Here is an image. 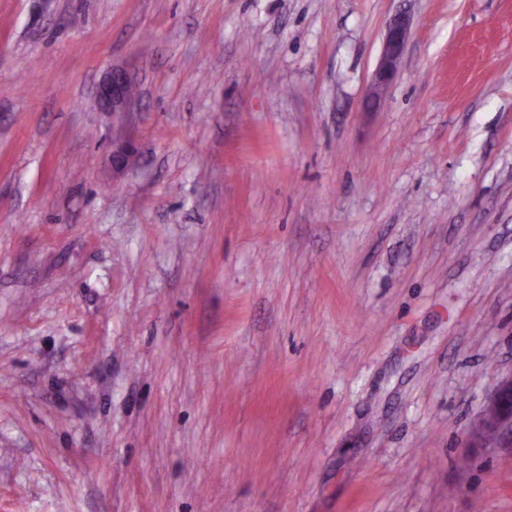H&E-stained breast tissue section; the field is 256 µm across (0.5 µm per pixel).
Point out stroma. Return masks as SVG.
<instances>
[{
    "label": "stroma",
    "mask_w": 512,
    "mask_h": 512,
    "mask_svg": "<svg viewBox=\"0 0 512 512\" xmlns=\"http://www.w3.org/2000/svg\"><path fill=\"white\" fill-rule=\"evenodd\" d=\"M511 375L512 0H0V512H512ZM409 36L410 19L404 15L394 17L386 26L380 60L364 99L367 110L380 106L386 90L396 79ZM133 86L129 72L124 68H112V73L99 86L97 99L106 112H113L126 121H131L133 112L138 111V97L130 93ZM135 144L130 138L118 139L112 142V170L123 171L129 167L135 157ZM477 440L483 446H512V376L494 387L484 409Z\"/></svg>",
    "instance_id": "35a3bbf8"
}]
</instances>
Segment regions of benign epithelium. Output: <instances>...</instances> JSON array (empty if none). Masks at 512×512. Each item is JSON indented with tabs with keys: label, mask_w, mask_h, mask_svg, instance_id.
<instances>
[{
	"label": "benign epithelium",
	"mask_w": 512,
	"mask_h": 512,
	"mask_svg": "<svg viewBox=\"0 0 512 512\" xmlns=\"http://www.w3.org/2000/svg\"><path fill=\"white\" fill-rule=\"evenodd\" d=\"M410 36V19L399 15L386 26L379 63L368 86L364 106L377 109L399 72ZM133 86L129 72L112 68V73L99 86L97 99L100 107L127 121L138 111V97L131 95ZM135 144L130 138L112 142V170L123 171L135 157ZM479 444L512 446V377L500 381L493 389L484 409L477 435Z\"/></svg>",
	"instance_id": "7a95c632"
}]
</instances>
